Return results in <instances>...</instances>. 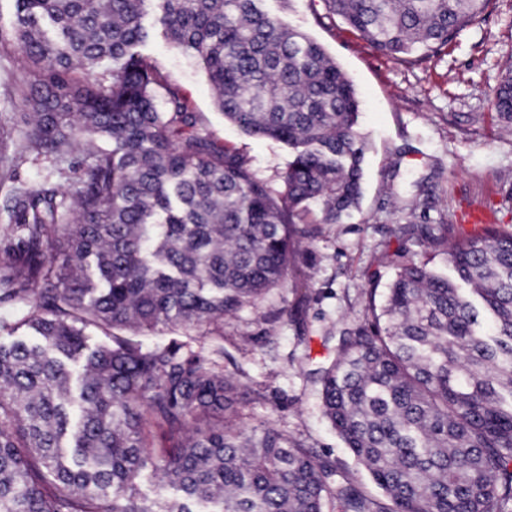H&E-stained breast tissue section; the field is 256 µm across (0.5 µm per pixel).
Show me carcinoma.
Masks as SVG:
<instances>
[{
    "label": "carcinoma",
    "mask_w": 512,
    "mask_h": 512,
    "mask_svg": "<svg viewBox=\"0 0 512 512\" xmlns=\"http://www.w3.org/2000/svg\"><path fill=\"white\" fill-rule=\"evenodd\" d=\"M264 0H17V46L38 69L25 150L86 146L79 187L14 188L0 228V307L36 341L0 345V512H512V233L398 232L447 256L438 273L405 247L383 304L340 337L324 416L383 493L278 429L228 419L240 384L184 342L124 330L212 325L281 284L303 241L362 198L356 90L313 39ZM375 50L415 65L490 0H325ZM202 65L224 118L292 149L275 191L217 146L143 52L155 29ZM108 73L98 78V70ZM80 71L87 82L71 74ZM164 90L163 105L157 104ZM512 123V69L496 93ZM0 139V184L15 158ZM109 342L92 347L90 328ZM171 444L149 450L146 427ZM150 470L180 493L152 506Z\"/></svg>",
    "instance_id": "obj_1"
}]
</instances>
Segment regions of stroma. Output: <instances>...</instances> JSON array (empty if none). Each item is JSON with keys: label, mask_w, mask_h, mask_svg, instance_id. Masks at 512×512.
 Instances as JSON below:
<instances>
[{"label": "stroma", "mask_w": 512, "mask_h": 512, "mask_svg": "<svg viewBox=\"0 0 512 512\" xmlns=\"http://www.w3.org/2000/svg\"><path fill=\"white\" fill-rule=\"evenodd\" d=\"M266 7L318 42L353 81L369 149L359 209L342 223L321 225L282 285L225 316L224 375L245 390L232 421L273 426L330 455L374 495L376 485L324 417L318 388L304 372L325 362L326 335L363 324L369 278L387 288L395 272L389 259L399 247L395 225L452 224L467 235L466 219L479 210L512 232V125L498 117L495 100L512 67V0H490L483 17L448 48L412 67L330 18L323 0H291L287 11L280 0H266ZM146 52L189 99L216 144L236 149L257 177L277 181L291 157L288 146L225 122L192 56L158 37ZM27 77L24 55L0 48V133L14 151L29 130L31 108L18 91ZM85 157L75 150L57 167L28 157L17 166V183L27 189L51 183L70 192Z\"/></svg>", "instance_id": "obj_1"}]
</instances>
